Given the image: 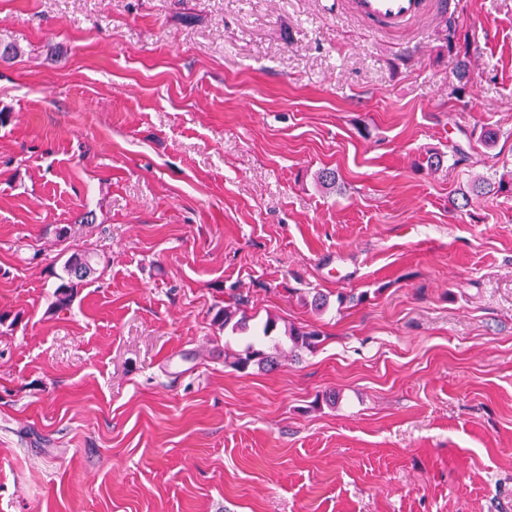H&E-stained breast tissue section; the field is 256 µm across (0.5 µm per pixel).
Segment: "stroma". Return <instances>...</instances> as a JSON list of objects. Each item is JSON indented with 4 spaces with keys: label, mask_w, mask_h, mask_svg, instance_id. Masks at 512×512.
I'll list each match as a JSON object with an SVG mask.
<instances>
[{
    "label": "stroma",
    "mask_w": 512,
    "mask_h": 512,
    "mask_svg": "<svg viewBox=\"0 0 512 512\" xmlns=\"http://www.w3.org/2000/svg\"><path fill=\"white\" fill-rule=\"evenodd\" d=\"M6 45L0 512H512V195L481 190L512 0L384 35L336 0H0ZM238 298L318 348L225 364ZM94 255L90 252L74 254L65 263L66 278L61 277V283L55 288V301L52 303L56 311L69 309L78 288L90 275L95 273L93 267ZM319 337V333L312 329L294 325L288 328V339L295 350L312 351L316 347Z\"/></svg>",
    "instance_id": "stroma-1"
}]
</instances>
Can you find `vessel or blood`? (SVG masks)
Segmentation results:
<instances>
[{"label": "vessel or blood", "mask_w": 512, "mask_h": 512, "mask_svg": "<svg viewBox=\"0 0 512 512\" xmlns=\"http://www.w3.org/2000/svg\"><path fill=\"white\" fill-rule=\"evenodd\" d=\"M343 4L379 35L411 28L432 14L448 11V0H343Z\"/></svg>", "instance_id": "vessel-or-blood-1"}]
</instances>
